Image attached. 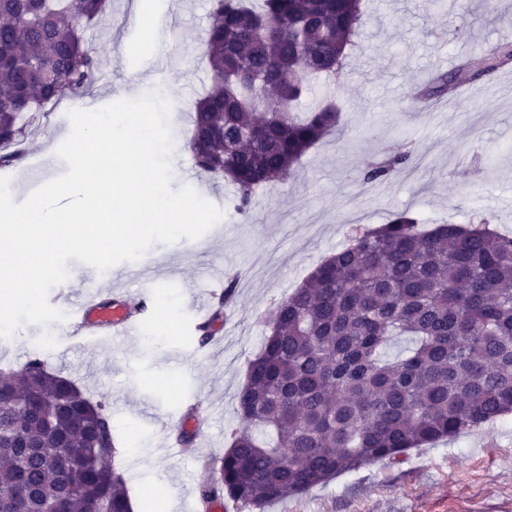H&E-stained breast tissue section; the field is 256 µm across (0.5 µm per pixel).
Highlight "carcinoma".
I'll return each instance as SVG.
<instances>
[{"label":"carcinoma","mask_w":512,"mask_h":512,"mask_svg":"<svg viewBox=\"0 0 512 512\" xmlns=\"http://www.w3.org/2000/svg\"><path fill=\"white\" fill-rule=\"evenodd\" d=\"M110 0H0V162L20 158L28 127L50 104L80 97L100 61L83 30L108 23ZM364 25L361 0H211L204 58L211 85L192 104L196 166L230 182L247 211L264 184L291 173L339 124L302 101L336 75ZM512 63L493 48L490 73ZM472 80L460 67L423 91ZM409 155L370 167L385 179ZM278 306L249 362L221 481L254 512L407 448L457 437L512 412V237L483 224L423 230L407 212L355 227ZM398 336L412 347L391 359ZM104 406L30 359L0 369V512H132Z\"/></svg>","instance_id":"carcinoma-1"}]
</instances>
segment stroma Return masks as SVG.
Returning <instances> with one entry per match:
<instances>
[{
  "label": "stroma",
  "mask_w": 512,
  "mask_h": 512,
  "mask_svg": "<svg viewBox=\"0 0 512 512\" xmlns=\"http://www.w3.org/2000/svg\"><path fill=\"white\" fill-rule=\"evenodd\" d=\"M169 6L170 23L155 33L165 69L152 72L146 89L171 106V187L194 188L224 217L198 239L150 248L157 280L127 285L155 310L138 336L113 344L93 335L75 344L62 335L47 352L37 344L42 328L26 325L0 340V368L39 357L103 404L116 441L114 464L128 473L135 512H143L145 489L156 476L157 500L169 504V512H205L200 489L219 480L215 462L242 424L236 396L268 319L342 248L351 225L376 226L406 210L430 224L485 220L512 234V64L482 71L488 50L512 41V0H455L449 18L428 0H362L361 36L342 74L319 82L316 92L336 102L339 126L305 152L292 176L260 187L245 215L237 211L233 186L197 172L188 147L190 107L211 82L199 39L210 0H170ZM141 29L133 0H112L108 25L85 30V46L101 62L83 96L88 108L122 99L139 77ZM461 65L478 80L431 101L408 97L409 89ZM40 124L24 158L0 170L18 203L68 169L56 154L70 125L65 110L48 113ZM407 150L415 164L376 186L364 184L370 164ZM232 281L234 305L215 321L222 344L199 343L193 333L198 306L217 304L215 290ZM191 403L193 451L176 456L159 443ZM133 444L135 456L128 453ZM268 512H512V417L410 449L397 464L341 473Z\"/></svg>",
  "instance_id": "1"
}]
</instances>
